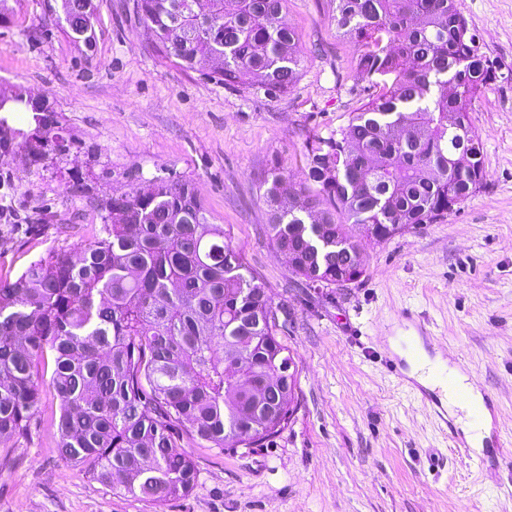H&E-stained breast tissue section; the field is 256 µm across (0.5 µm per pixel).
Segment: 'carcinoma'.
Returning <instances> with one entry per match:
<instances>
[{
    "mask_svg": "<svg viewBox=\"0 0 512 512\" xmlns=\"http://www.w3.org/2000/svg\"><path fill=\"white\" fill-rule=\"evenodd\" d=\"M287 0H135L156 48L217 82L252 74L268 96L297 81L303 56L280 19ZM337 31L357 47L368 101L348 123L309 135L295 176L260 178L269 238L307 288L365 272L367 248L435 224L477 191L483 144L469 112L496 79L472 50L455 0H332ZM68 34L92 46L93 0H66ZM27 114L16 124V114ZM39 165L73 136L53 112L16 95L0 132ZM96 238L0 279V441L30 440L49 384L60 461L93 481L153 501L186 497L195 463L178 426L219 451L280 432L295 399L288 309L228 242L193 184L156 177L94 200Z\"/></svg>",
    "mask_w": 512,
    "mask_h": 512,
    "instance_id": "cac0c4a2",
    "label": "carcinoma"
}]
</instances>
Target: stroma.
Returning a JSON list of instances; mask_svg holds the SVG:
<instances>
[{"mask_svg":"<svg viewBox=\"0 0 512 512\" xmlns=\"http://www.w3.org/2000/svg\"><path fill=\"white\" fill-rule=\"evenodd\" d=\"M134 0H94L95 44L57 21L60 0L0 5V91L47 97L75 137L68 154L16 176L0 162V278L52 252L85 248L100 227L68 175H90L98 196L171 173L192 182L213 223L266 283L291 322L293 414L254 448L219 451L184 435L197 471L187 497L144 500L60 462L47 427L0 455V512H512L497 483L512 468V0H456L497 78L471 107L484 148L480 189L435 224L368 248L357 282L305 288L267 232L259 179L273 163L304 164V140L346 124L365 103L353 43L331 0H288L284 15L304 55L278 97L251 78L227 88L207 69L159 52ZM44 215L41 224L25 217ZM420 316L430 361H463L476 391L494 398L482 448L449 437L429 396L390 375Z\"/></svg>","mask_w":512,"mask_h":512,"instance_id":"1","label":"stroma"}]
</instances>
